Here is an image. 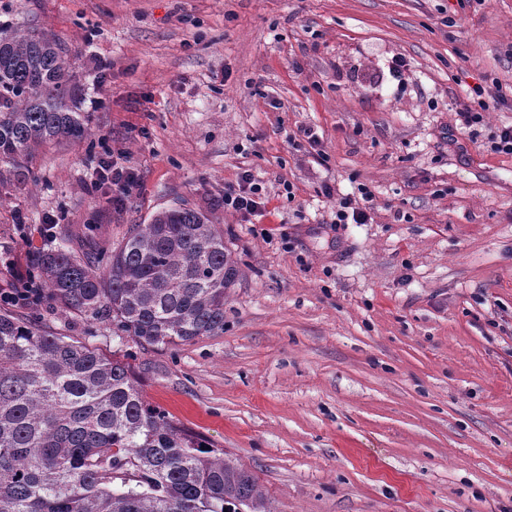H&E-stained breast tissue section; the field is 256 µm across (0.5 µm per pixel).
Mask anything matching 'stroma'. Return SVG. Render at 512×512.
I'll return each mask as SVG.
<instances>
[{"mask_svg": "<svg viewBox=\"0 0 512 512\" xmlns=\"http://www.w3.org/2000/svg\"><path fill=\"white\" fill-rule=\"evenodd\" d=\"M15 27L75 53L90 134L0 176V254L113 248L181 205L239 270L223 334L186 344L15 315L132 354L145 398L275 512H512V155L487 145L512 101L472 133L456 114L512 89V0H0ZM303 127L318 144L291 143ZM109 160L138 176L120 205ZM246 170L247 217L223 200ZM362 186L371 222L337 223ZM262 185L248 170L243 171L236 185L224 188V207L248 216L261 209L263 204Z\"/></svg>", "mask_w": 512, "mask_h": 512, "instance_id": "obj_1", "label": "stroma"}]
</instances>
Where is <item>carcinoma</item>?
<instances>
[{
	"label": "carcinoma",
	"mask_w": 512,
	"mask_h": 512,
	"mask_svg": "<svg viewBox=\"0 0 512 512\" xmlns=\"http://www.w3.org/2000/svg\"><path fill=\"white\" fill-rule=\"evenodd\" d=\"M74 55L0 29V162L19 182L36 149L80 140ZM49 307L141 345L224 333L238 269L205 213L173 206L91 264L66 245L32 265ZM0 512H273L254 474L149 404L129 362L0 313Z\"/></svg>",
	"instance_id": "obj_1"
}]
</instances>
